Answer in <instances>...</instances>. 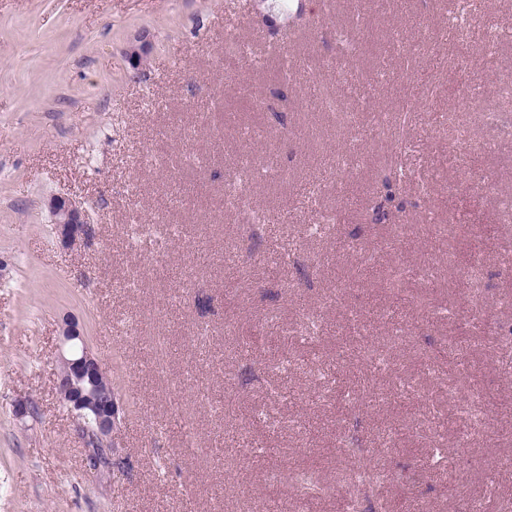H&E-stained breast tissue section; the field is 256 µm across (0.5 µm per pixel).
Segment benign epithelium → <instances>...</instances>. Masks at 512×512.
<instances>
[{
	"mask_svg": "<svg viewBox=\"0 0 512 512\" xmlns=\"http://www.w3.org/2000/svg\"><path fill=\"white\" fill-rule=\"evenodd\" d=\"M152 51V36L142 31L130 43L126 58L137 67ZM48 208L55 231L65 245H74L92 235L88 211L81 201L69 194L53 195ZM60 350L58 399L78 421L86 474L99 478L112 472L113 448L109 439L119 420L117 394L106 369L88 349L79 323L71 316L62 325Z\"/></svg>",
	"mask_w": 512,
	"mask_h": 512,
	"instance_id": "7a95c632",
	"label": "benign epithelium"
}]
</instances>
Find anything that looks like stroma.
<instances>
[{
	"mask_svg": "<svg viewBox=\"0 0 512 512\" xmlns=\"http://www.w3.org/2000/svg\"><path fill=\"white\" fill-rule=\"evenodd\" d=\"M478 2L458 35V0H307L298 33L282 15L269 30L261 0H0V512H346L353 437L380 475L362 512L512 500V468L488 478L512 457V415L458 410L477 391L512 406V0ZM354 18L349 59L333 33ZM143 29L154 49L135 69ZM274 43L300 62L293 79ZM460 55L477 99L446 82ZM438 79L380 219L390 136L371 113ZM282 96L287 111L255 107ZM455 119L477 150L451 145ZM244 157L272 170L248 201L277 221L249 249L224 189ZM479 175L497 194L471 189ZM58 193L84 201L89 239L57 238ZM134 220L177 226L163 260L131 250ZM69 315L120 406L101 478L55 392ZM23 398L37 410L19 418ZM293 467L326 492L299 495ZM153 39L148 31L138 33L126 50V58L133 67H138L153 51Z\"/></svg>",
	"mask_w": 512,
	"mask_h": 512,
	"instance_id": "stroma-1",
	"label": "stroma"
}]
</instances>
